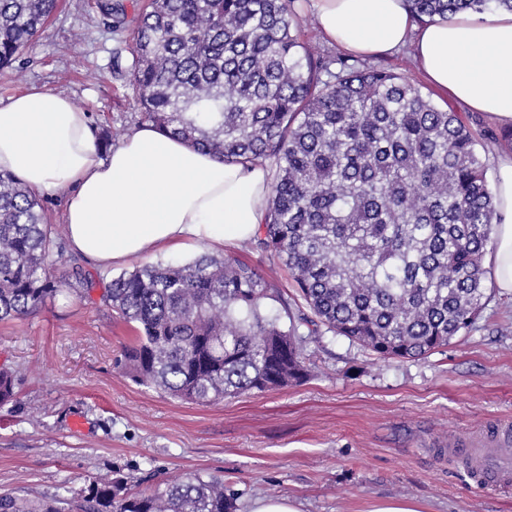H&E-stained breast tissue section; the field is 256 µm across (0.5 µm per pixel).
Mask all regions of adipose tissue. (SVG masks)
Returning a JSON list of instances; mask_svg holds the SVG:
<instances>
[{"mask_svg": "<svg viewBox=\"0 0 512 512\" xmlns=\"http://www.w3.org/2000/svg\"><path fill=\"white\" fill-rule=\"evenodd\" d=\"M321 35L353 56L411 47L426 81L454 103L512 126V12L416 17L406 0H310ZM0 170L33 192L66 191L72 250L109 269L126 259L191 243L254 235L269 193L259 166L226 165L143 125L100 153L85 112L62 92L35 87L0 104ZM494 245L485 257L494 287L512 295V156L502 161Z\"/></svg>", "mask_w": 512, "mask_h": 512, "instance_id": "1", "label": "adipose tissue"}]
</instances>
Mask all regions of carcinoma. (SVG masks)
Here are the masks:
<instances>
[{"mask_svg":"<svg viewBox=\"0 0 512 512\" xmlns=\"http://www.w3.org/2000/svg\"><path fill=\"white\" fill-rule=\"evenodd\" d=\"M294 0H96L133 27L125 73L141 119L224 164L269 168L262 224L241 242L291 273L308 312L279 313L274 284L232 255L152 264L103 301L136 336L117 367L195 403L309 376L304 345L344 336L380 360L430 355L476 327L491 299L484 259L497 217L469 116L404 76L313 53ZM420 16L512 10V0H409ZM59 0H0V66L39 36ZM67 249L36 195L0 171V320L34 312L65 281ZM15 379L0 370V405ZM77 512H236L224 479L188 473L148 494L94 482ZM0 512H61L0 494Z\"/></svg>","mask_w":512,"mask_h":512,"instance_id":"1","label":"carcinoma"}]
</instances>
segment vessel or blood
Listing matches in <instances>:
<instances>
[{
  "label": "vessel or blood",
  "mask_w": 512,
  "mask_h": 512,
  "mask_svg": "<svg viewBox=\"0 0 512 512\" xmlns=\"http://www.w3.org/2000/svg\"><path fill=\"white\" fill-rule=\"evenodd\" d=\"M481 450L471 453L466 469L476 485L484 488L512 483V456L503 450L512 446V424L498 422L489 426L480 438Z\"/></svg>",
  "instance_id": "obj_1"
}]
</instances>
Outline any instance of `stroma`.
<instances>
[{"label": "stroma", "instance_id": "obj_1", "mask_svg": "<svg viewBox=\"0 0 512 512\" xmlns=\"http://www.w3.org/2000/svg\"><path fill=\"white\" fill-rule=\"evenodd\" d=\"M91 2L61 0L35 43L0 68L1 104L47 86L69 95L93 129L139 127L136 94L113 72L129 38L104 29ZM204 253L272 273L281 298L301 307L287 269L236 241L157 251L107 270L76 258L69 285L27 317L0 321V369L18 380L16 401L0 406V490L63 505L116 476L147 493L198 472L223 476L237 512L260 498L296 500L301 512H368L383 499L420 512H512V487H477L448 453L449 441L512 420L511 295H493L475 329L425 359L384 362L328 334L308 344L310 375L299 385L186 403L116 367L133 331L101 295L121 272Z\"/></svg>", "mask_w": 512, "mask_h": 512}]
</instances>
